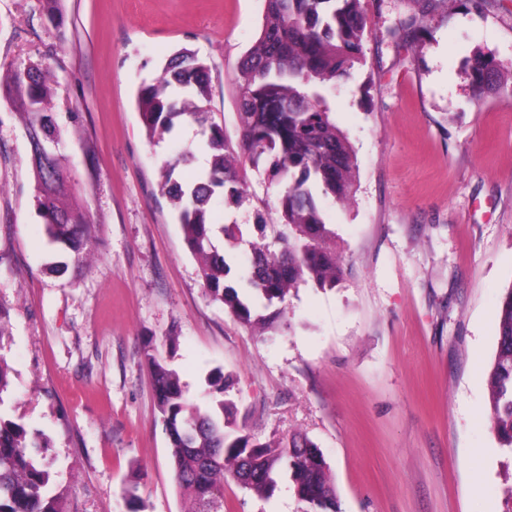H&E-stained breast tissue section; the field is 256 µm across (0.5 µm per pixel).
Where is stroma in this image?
Returning a JSON list of instances; mask_svg holds the SVG:
<instances>
[{
    "label": "stroma",
    "mask_w": 512,
    "mask_h": 512,
    "mask_svg": "<svg viewBox=\"0 0 512 512\" xmlns=\"http://www.w3.org/2000/svg\"><path fill=\"white\" fill-rule=\"evenodd\" d=\"M265 0H0V62L47 66L60 150L96 227L74 264L37 209L30 146L0 99V408L50 445L46 465L69 512H184L155 405L148 354L210 410L208 380L229 376L239 433L305 434L331 466L340 512H505L512 454L489 421L487 370L499 300L512 287V94L475 98L476 52L512 67V0H444L414 41L388 30L418 0H362L364 61L327 96L356 154V192L323 201L343 276L299 285L288 326L258 335L205 294L162 167L199 138L179 122L149 139L142 82L188 49L214 77L206 105L237 139V66ZM229 282L259 225L278 223L265 169L241 200ZM224 512H299L287 478L264 498L224 487Z\"/></svg>",
    "instance_id": "stroma-1"
}]
</instances>
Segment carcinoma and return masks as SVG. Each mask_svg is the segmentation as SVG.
I'll use <instances>...</instances> for the list:
<instances>
[{
  "instance_id": "obj_1",
  "label": "carcinoma",
  "mask_w": 512,
  "mask_h": 512,
  "mask_svg": "<svg viewBox=\"0 0 512 512\" xmlns=\"http://www.w3.org/2000/svg\"><path fill=\"white\" fill-rule=\"evenodd\" d=\"M437 6L425 0L421 16L390 29L397 42H408L415 27ZM368 34L361 0H266L264 21L237 74L238 141L224 128L207 123L210 67L189 51L172 56L161 77L139 87L137 108L149 138L171 131L174 120L199 125V148L211 153L209 166L189 187L173 179L176 164L190 162L188 149L163 168L160 190L175 204L185 243L199 263L208 296L224 304L240 324L264 333L285 320L284 301L291 290L309 282L333 286L342 265L328 240L321 201L348 203L354 193V151L326 105L324 92L340 77H349L361 61ZM483 95L512 91V69L492 56L476 54L468 72ZM10 100L24 120L29 144H60L55 102L48 72L37 65L23 70L0 63V96ZM268 165L277 187L280 247L252 244L249 268L240 277L239 293L224 285L230 271L225 253L213 242L209 205L218 193H246V167ZM36 199L51 241L79 264L86 255L90 220L72 202V176L59 149L46 160L31 162ZM155 402L165 427L176 486L187 496L186 512H224V483L232 481L260 497L275 490V476L288 474L301 512H338L336 486L321 450L295 433L272 445L244 434L229 438L236 406L216 401L213 412L190 403L178 374L149 355ZM489 418L503 450L512 453V288L499 301L497 352L487 372ZM48 451L42 435L29 432L0 410V512H66L41 464Z\"/></svg>"
}]
</instances>
